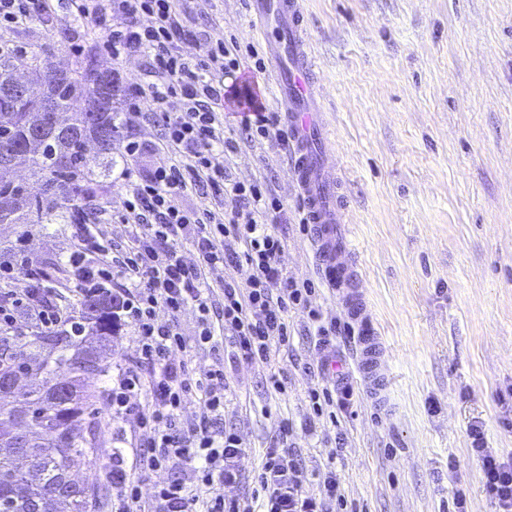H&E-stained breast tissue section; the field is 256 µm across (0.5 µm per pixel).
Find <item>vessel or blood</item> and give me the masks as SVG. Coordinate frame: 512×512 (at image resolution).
<instances>
[{
    "instance_id": "1",
    "label": "vessel or blood",
    "mask_w": 512,
    "mask_h": 512,
    "mask_svg": "<svg viewBox=\"0 0 512 512\" xmlns=\"http://www.w3.org/2000/svg\"><path fill=\"white\" fill-rule=\"evenodd\" d=\"M251 8L254 26L275 65L278 107L294 142V175L304 197V219L315 230L321 276L341 293L351 315L364 318L366 305L358 288L361 274L336 198L335 159L315 117L320 102L310 86L311 57L299 21L300 5L298 0H251ZM361 343L358 370L363 379L382 386V352L372 323H365Z\"/></svg>"
}]
</instances>
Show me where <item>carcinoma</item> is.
Instances as JSON below:
<instances>
[{"label": "carcinoma", "instance_id": "1", "mask_svg": "<svg viewBox=\"0 0 512 512\" xmlns=\"http://www.w3.org/2000/svg\"><path fill=\"white\" fill-rule=\"evenodd\" d=\"M95 56L88 51L75 67L62 75L50 73L48 54L33 52L26 56H1L0 80L13 75L15 69L27 65L45 70V93L58 108L68 114L73 133L67 138L51 137L35 153L21 151L26 143L27 116L38 112L31 101L18 105L0 98V149L19 154L24 164L41 185L39 195L29 194L25 184L0 176V200L12 202L9 219L13 224H41L52 218L69 220L78 204L96 197L101 184L96 179L95 161L86 153L85 144L99 138V129L107 127L110 136L119 132L112 107L115 85L112 74L93 73L87 60ZM112 296L83 299L81 320L74 330L62 329L36 333L26 340L19 336H0V343L21 351L20 362L31 357V351L44 356L39 377L30 392L37 434L41 440L28 444L36 478L17 471L10 425L13 423L11 403L0 398V503L12 512H28L31 504L39 512H89L101 503L106 493L101 488L83 487L67 495L59 492L66 472L80 466L88 455L87 444L96 440L97 427L80 423L93 405L94 392L86 384V364L104 361L112 350ZM64 366L72 374L71 398L61 400L50 392L57 368Z\"/></svg>", "mask_w": 512, "mask_h": 512}]
</instances>
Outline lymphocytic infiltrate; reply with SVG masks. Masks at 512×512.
Instances as JSON below:
<instances>
[{
    "label": "lymphocytic infiltrate",
    "mask_w": 512,
    "mask_h": 512,
    "mask_svg": "<svg viewBox=\"0 0 512 512\" xmlns=\"http://www.w3.org/2000/svg\"><path fill=\"white\" fill-rule=\"evenodd\" d=\"M68 9L73 20L91 22L99 31L101 48L114 64L148 58L143 80L126 89L127 111L160 129L154 149L171 156L141 173L135 163L146 146L128 137L129 162L117 176L123 197L115 218L127 227L121 255L111 256L112 240L101 225L71 227L76 249L69 262L78 289L86 297L111 295L115 326H129L135 334V354L117 366L108 402L113 423L135 418L148 436L133 460L112 456V512H327V500L338 495L335 473H325L322 496L307 494L306 470L288 448L266 452L257 476L260 509L224 495L243 480L245 450L241 435L222 425L228 384L219 334L229 336L235 363L253 365L269 362L273 346L287 342L289 310L306 313L320 346L343 332L313 306V283L288 274L287 245L276 231L283 202L265 181L227 174V157L239 144L224 134V78L239 67V44L217 37L206 58L185 53L184 45L198 33L178 0H69ZM57 21L52 0H0V52L24 51L7 41V33L32 22L52 28ZM237 126L288 143L279 113L242 112ZM192 195L199 204L184 205ZM210 197L227 200L228 208H210ZM187 242L196 263L181 253ZM218 269L225 275L215 288L209 278ZM22 274L29 283L25 292L0 290V327L16 331L22 318L40 331L68 325L70 313L39 287L40 265L29 262ZM188 309L196 317L190 336L177 327ZM199 351L210 352L214 361L198 372L191 360ZM192 394L201 412L184 429L177 420ZM469 436L486 495L497 512H512V457L487 451L481 425H472ZM162 468L171 478L154 483L149 502H142L144 476Z\"/></svg>",
    "instance_id": "f902f5d3"
}]
</instances>
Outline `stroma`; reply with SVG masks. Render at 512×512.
I'll use <instances>...</instances> for the list:
<instances>
[{
    "instance_id": "stroma-1",
    "label": "stroma",
    "mask_w": 512,
    "mask_h": 512,
    "mask_svg": "<svg viewBox=\"0 0 512 512\" xmlns=\"http://www.w3.org/2000/svg\"><path fill=\"white\" fill-rule=\"evenodd\" d=\"M312 53L310 79L324 96L320 120L329 135L361 270L366 313L384 349L381 395L361 378L358 336L317 346L309 323L289 311L290 336L268 363L225 362L229 390L224 424L243 438L244 479L226 497H250L252 476L270 448L287 446L310 473L335 471L343 501L329 512H454L456 487L467 512H495L470 448L469 427L481 423L487 448L512 456V0H300ZM199 32L185 45L204 57L209 36L235 37L262 47L244 0H188ZM15 40L47 51L73 68L80 52L99 46L90 22L44 30L33 23ZM118 69L114 107L121 125L142 139L160 132L126 111L124 88L138 81L145 61ZM292 148L241 141L226 167L236 179H265L284 203L276 229L287 242L288 273L313 282L325 320L351 322L338 292L319 272L312 231L300 226L301 195L291 181ZM113 165L93 207L117 248L124 225L108 223L118 206L114 177L124 165V142H112ZM23 246L48 272L54 304L79 313L81 295L68 256L67 225L0 224V250ZM284 389L267 390L268 372ZM110 375L89 378L100 443L75 471L80 482L107 487L112 450L135 449L146 433L136 420L127 437L112 439L105 396ZM354 395L335 416L315 417L311 390ZM293 431L279 434L280 419Z\"/></svg>"
}]
</instances>
